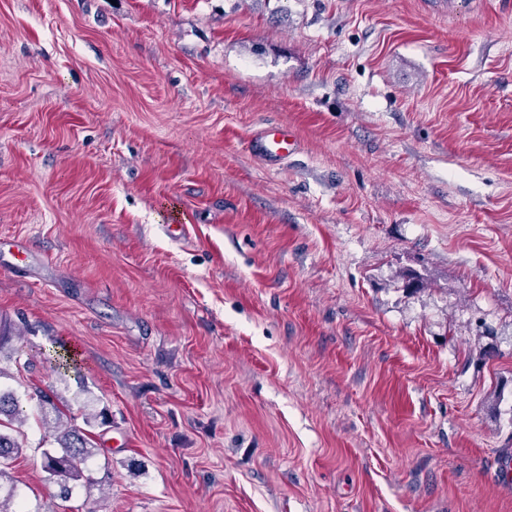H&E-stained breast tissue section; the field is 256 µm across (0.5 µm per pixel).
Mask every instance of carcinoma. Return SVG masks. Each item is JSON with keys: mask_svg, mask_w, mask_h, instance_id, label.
I'll return each mask as SVG.
<instances>
[{"mask_svg": "<svg viewBox=\"0 0 512 512\" xmlns=\"http://www.w3.org/2000/svg\"><path fill=\"white\" fill-rule=\"evenodd\" d=\"M30 398L37 400L41 422L48 428L55 447L43 451V466L49 479L59 488V496L72 493L73 483L83 476L80 465L97 453L94 442L67 422L64 405L52 390L36 386ZM28 414L10 392H0V479L6 476L9 461L21 455L23 443L15 432Z\"/></svg>", "mask_w": 512, "mask_h": 512, "instance_id": "1", "label": "carcinoma"}]
</instances>
